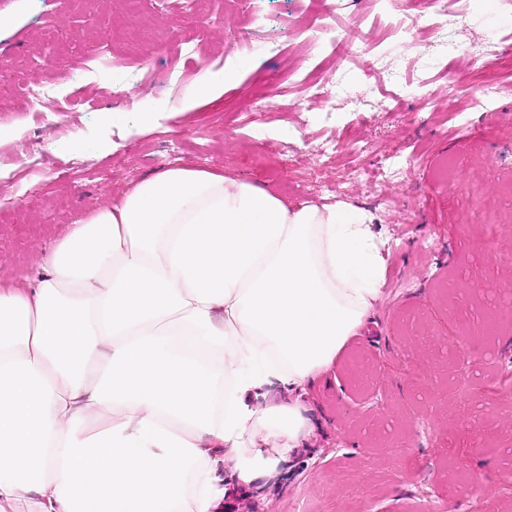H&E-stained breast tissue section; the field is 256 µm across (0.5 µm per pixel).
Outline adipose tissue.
Wrapping results in <instances>:
<instances>
[{
  "mask_svg": "<svg viewBox=\"0 0 512 512\" xmlns=\"http://www.w3.org/2000/svg\"><path fill=\"white\" fill-rule=\"evenodd\" d=\"M371 223L169 164L74 224L0 289V512H216L274 473L379 292Z\"/></svg>",
  "mask_w": 512,
  "mask_h": 512,
  "instance_id": "ef3b65f1",
  "label": "adipose tissue"
}]
</instances>
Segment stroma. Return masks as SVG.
<instances>
[{
	"instance_id": "obj_1",
	"label": "stroma",
	"mask_w": 512,
	"mask_h": 512,
	"mask_svg": "<svg viewBox=\"0 0 512 512\" xmlns=\"http://www.w3.org/2000/svg\"><path fill=\"white\" fill-rule=\"evenodd\" d=\"M172 3L0 0V154L19 159L0 165V287H37L41 255L70 224L170 162L246 178L292 208L364 209L387 246L378 297L329 374L308 386L301 448L276 478L230 489L224 512H427L422 484L444 496L458 479L441 465L448 454L474 475L477 512H512V487L499 480L512 469V330L491 335L470 392L455 384L450 355L461 327L482 332L483 311L512 298V223L494 241L482 233L484 211H512V91L470 107L485 82L512 88V49L484 55L490 31H512V13L469 0L466 24L448 27L440 14L404 37L371 0L343 12L323 0L337 23L366 26V53L388 57L404 78L396 86L305 42L310 0H210L197 14ZM246 24L254 45L240 50ZM100 42L124 69H81ZM182 42L195 45L192 56L180 55ZM143 64L181 71L179 94L127 85L124 72ZM228 70L236 80L217 100L193 101L203 72ZM20 79L54 80L92 108L29 101ZM310 83L329 95L309 96ZM259 97L266 111H256ZM388 98L393 111H369ZM396 157L401 174L379 181L377 168Z\"/></svg>"
}]
</instances>
